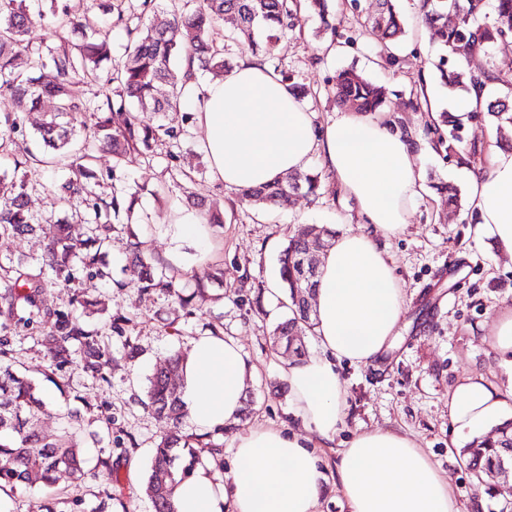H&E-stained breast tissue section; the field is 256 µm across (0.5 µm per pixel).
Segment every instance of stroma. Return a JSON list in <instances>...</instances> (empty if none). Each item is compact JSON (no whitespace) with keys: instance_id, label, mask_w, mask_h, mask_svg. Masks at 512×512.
<instances>
[{"instance_id":"obj_1","label":"stroma","mask_w":512,"mask_h":512,"mask_svg":"<svg viewBox=\"0 0 512 512\" xmlns=\"http://www.w3.org/2000/svg\"><path fill=\"white\" fill-rule=\"evenodd\" d=\"M396 6L405 33L393 45H384L365 27L363 14L350 0H331L336 34L320 33L318 19L304 16L302 32L287 34L265 59L269 67L284 70L305 85L304 102L315 114L317 130L336 117V73L353 67L382 87L385 103L380 117L425 147L419 163L422 191L408 224L382 241L406 300L399 336L372 364L337 366L345 390L344 419L332 446L322 451L326 483L317 512H349L336 478L338 451L355 432L371 429L402 433L424 448L448 478L459 512H499L502 503L512 499V480L491 489L473 478L460 454L471 435L451 423L448 395L462 378L474 375L502 390L512 389V356L494 351L487 342L499 313L512 308V260L499 255L489 242L476 241L474 212L466 206L448 210L439 192L443 184L465 191L469 173L482 164L478 151L489 150L492 143V120L484 112L467 113L455 150L436 147L433 110L448 106V90L439 84L435 69L438 48L421 23L415 0H397ZM417 96L422 103L411 108L409 101ZM163 122L182 127L180 137L160 145L153 159L127 163L116 179L101 181L99 191L138 192L133 221L149 252L175 275L180 287L193 290L195 274L211 267L223 268V283L211 284L196 317L175 319L162 293L113 289L98 278L80 275L77 290L111 297L107 314L93 318L112 352L105 382L71 369L63 389H56L44 376L47 360L36 338H16V371L32 379L40 392L52 395L47 415L36 423L38 431L56 435L62 414L77 408L85 416L82 446L112 452L118 484H111L92 462L81 484L60 475L56 489L65 501H77L76 512H94L107 490L125 496L133 512H153L142 485L151 449L165 424L144 410L140 400L154 368L173 353L187 354L203 335L205 323L220 326L223 335L237 340L254 368L247 381L252 411L237 430L225 432V446H232L237 432L257 424L285 425L303 433L300 420L288 411V384L281 376L289 353L274 347L271 339L273 328L288 313L280 288V254L300 224L338 233L369 229L356 201L344 193L333 173L324 170L320 157L309 163L321 173L318 196L298 195L288 207L257 209L239 202L234 191L213 179L203 133L195 122H183L178 113L166 114ZM180 172L193 176L192 192L223 211L224 222L208 225L204 246L183 243V260L176 265L169 259L175 245L167 226L187 208L172 181ZM64 175V170L52 172L37 163L25 172L28 206L45 223H54L58 214L51 210L43 186ZM113 315L129 318L124 334L110 330ZM129 344L138 349L132 361L125 357Z\"/></svg>"}]
</instances>
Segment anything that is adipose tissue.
Returning a JSON list of instances; mask_svg holds the SVG:
<instances>
[{"label": "adipose tissue", "instance_id": "adipose-tissue-1", "mask_svg": "<svg viewBox=\"0 0 512 512\" xmlns=\"http://www.w3.org/2000/svg\"><path fill=\"white\" fill-rule=\"evenodd\" d=\"M314 119L287 83L255 59L205 87L195 114L211 172L225 188L304 171L317 154L372 230L338 235L324 255L315 296L319 351L282 369L289 411L308 437L283 426L250 427L234 442L226 481L195 469L174 489L175 512H316L326 481L316 448L335 440L344 417L336 364H367L398 334L405 298L377 238L406 226L420 189L422 151L379 118L343 111L321 132ZM470 204L477 238L512 257V149L496 148L488 173L472 175ZM182 372V400L196 433L238 421L252 368L233 338L194 340ZM505 404L498 386L470 376L451 391L449 416L457 428L474 429L500 420ZM336 474L350 512H458L435 462L397 432L353 435L339 452Z\"/></svg>", "mask_w": 512, "mask_h": 512}]
</instances>
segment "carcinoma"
I'll return each instance as SVG.
<instances>
[{
	"instance_id": "carcinoma-1",
	"label": "carcinoma",
	"mask_w": 512,
	"mask_h": 512,
	"mask_svg": "<svg viewBox=\"0 0 512 512\" xmlns=\"http://www.w3.org/2000/svg\"><path fill=\"white\" fill-rule=\"evenodd\" d=\"M45 0H0V98L14 100L17 112L0 119V147L18 145L26 136L25 114L40 108L44 99L55 101V109L36 128L38 138L48 150L45 164L62 166L67 177L59 187H45L52 208L61 213L55 223L41 224L27 205L24 180L0 179V237L38 235L43 254L35 264L0 263V489L13 491L52 489L57 474L66 472L76 481L84 479V448L79 434L84 416L78 409L64 415L65 426L54 437L39 434L38 415L47 403L34 381L13 369L14 337L21 329H41L40 344L49 362L50 374L79 369L106 380L111 361L108 348L89 318L106 312L105 302L75 294L69 308L47 304L50 288L65 286L74 272L86 269L117 288L141 291L160 290L170 298L173 310L195 314L193 300L204 296L207 282L224 281V269L205 271L187 294L175 279L159 269L143 248L133 228L132 214L137 194L114 191L107 198L92 195L91 187L101 173L95 154L112 156V169L120 168L130 157L154 156L159 144L175 139L180 131L173 126L154 124L145 119L150 112L160 117L181 110L182 96L190 77L181 78V65L175 57L197 62V69L224 78L229 65L218 40L224 17L236 19L234 38L243 39L255 52L272 55L280 39L301 26L300 0H185L172 17L158 24L148 18L163 0H141L142 11L136 20L114 10L112 0H100L115 23L124 25L129 45L119 61L112 60L106 37L88 35L81 30L80 16L65 0H52V15L68 34L63 47L43 54L32 48L28 34L47 18ZM396 0H375L376 8L367 14L371 30L382 40L393 43L404 34V20ZM422 20L431 38L451 52L455 64L439 56L436 69L440 82L451 90L468 92L482 87V80L499 77L485 59L487 48L512 37V0H419ZM310 13L319 17L324 30L336 34L329 18L328 0H306ZM102 74L99 92L87 100L77 85L89 76ZM169 87L166 94L160 92ZM336 103L353 112L372 113L383 103V91L354 68L339 71L333 85ZM481 111L494 118L497 138L512 128V99L490 100ZM439 122L449 127L448 136L438 134L436 145L461 141L460 126L439 114ZM319 174L307 171L279 177L253 188L242 189L240 200L257 206L285 207L297 193L317 195ZM88 209L86 223L91 235L74 237L69 210L80 205ZM125 224L126 251L130 262L125 279L113 280L112 270L103 262L101 249L109 239L112 225ZM323 234L314 225L302 224L288 239L280 258V279L288 291L291 316L278 324L273 333L276 345H291V337L304 336L315 328V311L308 308L310 294L317 286L318 273L303 265L311 234ZM184 358L173 355L166 367L148 378L145 407L166 424L155 442L150 469L143 484L154 512H173L171 491L177 475L187 476L205 459L224 468V448L214 435H197L185 428L188 413L171 374ZM512 441L505 434L493 442H469L461 448L476 476H489L506 458L503 445ZM62 499L44 495L32 512H64Z\"/></svg>"
}]
</instances>
